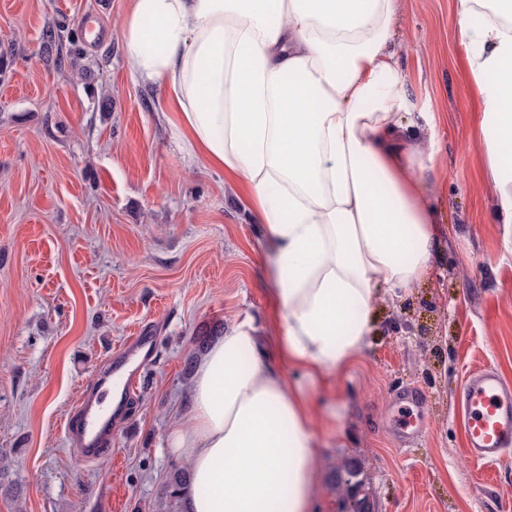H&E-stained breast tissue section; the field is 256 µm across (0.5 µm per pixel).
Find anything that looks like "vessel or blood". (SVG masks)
<instances>
[{
    "label": "vessel or blood",
    "instance_id": "b4317fda",
    "mask_svg": "<svg viewBox=\"0 0 512 512\" xmlns=\"http://www.w3.org/2000/svg\"><path fill=\"white\" fill-rule=\"evenodd\" d=\"M156 343L154 336L142 330L113 353L111 386L116 398L111 411H104L97 394L79 398L77 421L69 433L79 441L84 460L98 462L111 455L107 446L111 427L124 417L126 402L138 389ZM394 402L405 414L401 437L404 442H412L425 425L427 398L413 386L399 392ZM460 403L464 410L466 457L482 465L512 461V385L503 380L497 369L482 367L468 376Z\"/></svg>",
    "mask_w": 512,
    "mask_h": 512
}]
</instances>
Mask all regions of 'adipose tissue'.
<instances>
[{
  "label": "adipose tissue",
  "mask_w": 512,
  "mask_h": 512,
  "mask_svg": "<svg viewBox=\"0 0 512 512\" xmlns=\"http://www.w3.org/2000/svg\"><path fill=\"white\" fill-rule=\"evenodd\" d=\"M398 0H135L132 71L162 85L194 156L242 186L274 247L279 333L235 323L197 362L168 445L193 483L184 512H311L309 380L346 371L376 283L398 299L430 271L437 210L422 191L432 127L393 48ZM483 97L480 133L512 224V0H459Z\"/></svg>",
  "instance_id": "1"
}]
</instances>
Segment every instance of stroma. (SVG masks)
<instances>
[{"instance_id": "35a3bbf8", "label": "stroma", "mask_w": 512, "mask_h": 512, "mask_svg": "<svg viewBox=\"0 0 512 512\" xmlns=\"http://www.w3.org/2000/svg\"><path fill=\"white\" fill-rule=\"evenodd\" d=\"M134 0H0V512H179L186 461L167 446L194 370L237 321L277 333L270 249L222 174L162 120L131 70ZM457 0H398L394 43L415 111L434 115L422 188L442 229L431 275L376 290L355 365L304 381L316 425L313 512H512V463L469 461L456 421L467 375L512 382V224L499 223ZM56 34V55L43 49ZM159 339L109 459L64 431L138 329ZM420 387L422 436L398 448L394 396Z\"/></svg>"}]
</instances>
